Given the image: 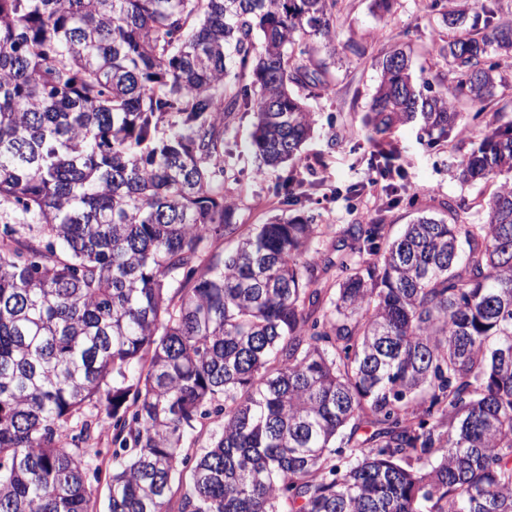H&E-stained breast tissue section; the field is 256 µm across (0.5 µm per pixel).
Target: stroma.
<instances>
[{
	"label": "stroma",
	"instance_id": "1",
	"mask_svg": "<svg viewBox=\"0 0 512 512\" xmlns=\"http://www.w3.org/2000/svg\"><path fill=\"white\" fill-rule=\"evenodd\" d=\"M373 0H338L336 31L331 43L309 44L314 61L325 62L322 89L307 94L314 132L299 162L257 174L258 161L249 147L253 115L235 113L226 134L233 153L225 176L224 193L235 204L237 224H264L291 219L310 211L319 223L341 232L350 224H368L383 217L390 235L422 215L452 214L456 223L480 224L484 201L500 184V176L466 181L461 176L463 155L470 147L472 129L458 127L453 139L429 146L419 122L399 126L391 140L401 155L403 191L396 204L378 210L366 186L376 146L360 118L380 80L379 60L394 48L406 50L415 76L439 82L447 68L437 54L442 41L455 32L443 21L431 0H395L390 13L380 14ZM304 182L311 189L303 203H285L280 190ZM348 185L360 186L358 196L345 195ZM87 453L88 480L97 499L94 512H107L108 476L112 471V424L100 418Z\"/></svg>",
	"mask_w": 512,
	"mask_h": 512
}]
</instances>
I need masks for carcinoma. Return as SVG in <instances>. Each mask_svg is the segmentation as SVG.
<instances>
[{
    "instance_id": "cac0c4a2",
    "label": "carcinoma",
    "mask_w": 512,
    "mask_h": 512,
    "mask_svg": "<svg viewBox=\"0 0 512 512\" xmlns=\"http://www.w3.org/2000/svg\"><path fill=\"white\" fill-rule=\"evenodd\" d=\"M336 5L0 0V512H91L90 406L112 420L108 512H171L176 490L177 512H512V183L482 224L392 238L380 214L323 261L312 212L233 223L230 120L253 113L260 165L299 159L294 87L323 85L305 55ZM481 11L441 89L384 59L371 137L417 120L435 146L458 103L486 112L512 20ZM501 172L494 112L462 175Z\"/></svg>"
}]
</instances>
